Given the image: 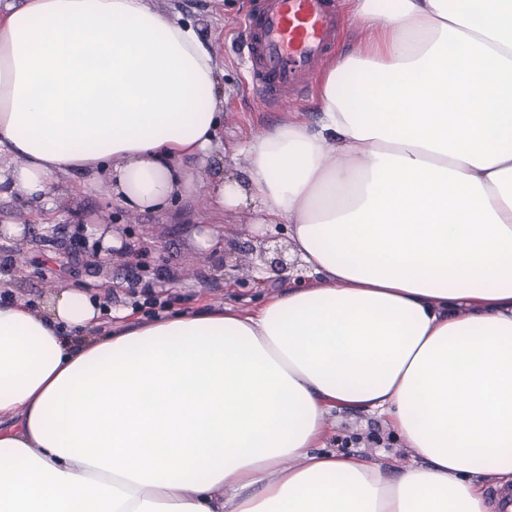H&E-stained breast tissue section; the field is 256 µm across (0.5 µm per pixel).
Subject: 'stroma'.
<instances>
[{
    "instance_id": "35a3bbf8",
    "label": "stroma",
    "mask_w": 512,
    "mask_h": 512,
    "mask_svg": "<svg viewBox=\"0 0 512 512\" xmlns=\"http://www.w3.org/2000/svg\"><path fill=\"white\" fill-rule=\"evenodd\" d=\"M157 2L163 7L176 6L184 18L198 23L201 37L212 42L224 62V127L219 138L225 148L236 147L251 135L282 124L295 111L309 123L318 121V96L313 92L302 103L289 104L278 112L257 105L238 57L244 39L240 20L254 0H224V12L217 17L209 12V0ZM58 182L56 209L48 219L24 197L0 199V215H13L29 228L23 243L0 240V269L8 266L16 270L12 295L17 301L35 305L73 283L88 287L103 283L107 286L103 300L149 321L171 308L227 303L253 308L285 284L284 279L270 277L260 286L254 271L225 266V254L245 262L260 245L263 233L248 225V211L225 217V252H207L199 248L192 235L193 230L203 228L207 217L195 197H185L171 215H124L111 209L104 192L83 189L78 176L63 173ZM109 217L120 221L121 244L103 263L94 258L101 240L93 225ZM334 430L336 452L360 453L380 461L389 477H396L413 461L410 450L379 417L342 413L336 418Z\"/></svg>"
}]
</instances>
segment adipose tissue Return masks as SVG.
<instances>
[{
	"mask_svg": "<svg viewBox=\"0 0 512 512\" xmlns=\"http://www.w3.org/2000/svg\"><path fill=\"white\" fill-rule=\"evenodd\" d=\"M320 119L221 143L224 64L155 0H0V198L80 176L128 213L188 195L284 224L299 283L149 322L0 274V512H505L512 486V0H350ZM382 416L397 477L327 451Z\"/></svg>",
	"mask_w": 512,
	"mask_h": 512,
	"instance_id": "1",
	"label": "adipose tissue"
}]
</instances>
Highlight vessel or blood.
<instances>
[{
  "instance_id": "b4317fda",
  "label": "vessel or blood",
  "mask_w": 512,
  "mask_h": 512,
  "mask_svg": "<svg viewBox=\"0 0 512 512\" xmlns=\"http://www.w3.org/2000/svg\"><path fill=\"white\" fill-rule=\"evenodd\" d=\"M242 63L266 109L299 100L337 37L333 0H262L247 14Z\"/></svg>"
}]
</instances>
